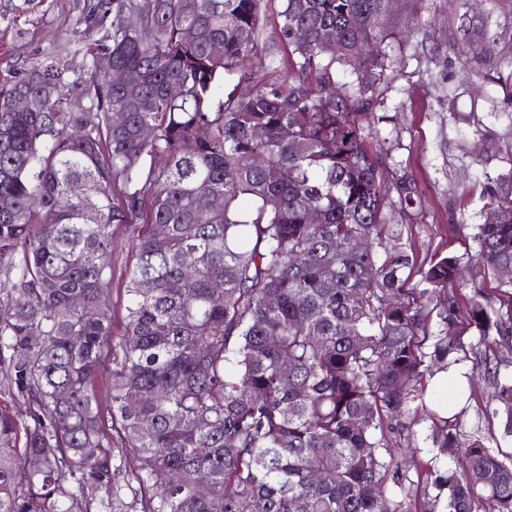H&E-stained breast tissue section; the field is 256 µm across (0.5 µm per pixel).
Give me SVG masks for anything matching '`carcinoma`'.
<instances>
[{
  "mask_svg": "<svg viewBox=\"0 0 512 512\" xmlns=\"http://www.w3.org/2000/svg\"><path fill=\"white\" fill-rule=\"evenodd\" d=\"M390 13L388 0H94L82 96L67 54L3 78L0 387L25 411L0 410V512H412L405 484L421 477L427 512H512V462L464 437L458 413L430 417L436 455L416 477L390 453L465 331L512 349V295L503 309L473 286L458 327L446 288L463 257L419 265L394 223L412 219L418 183L385 178L357 121ZM486 180L498 219L474 227L468 260L496 277L512 264V195ZM121 225L135 264L116 336ZM479 364L512 437V374ZM450 448L464 470L435 464Z\"/></svg>",
  "mask_w": 512,
  "mask_h": 512,
  "instance_id": "1",
  "label": "carcinoma"
}]
</instances>
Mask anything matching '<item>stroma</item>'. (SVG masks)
Here are the masks:
<instances>
[{"label":"stroma","instance_id":"1","mask_svg":"<svg viewBox=\"0 0 512 512\" xmlns=\"http://www.w3.org/2000/svg\"><path fill=\"white\" fill-rule=\"evenodd\" d=\"M91 2L41 0L25 11L22 0H0V54L20 71L51 52L81 51ZM390 22L388 78L373 117L364 121L367 141L388 152L390 169L417 179L419 204L404 235L418 259L461 256L473 252V228L486 220L487 176L512 171V0H398ZM462 27L469 30L464 44L457 40ZM490 34L497 38L491 54ZM452 224L459 233L449 234ZM459 367L472 388L463 431L494 444L500 420L487 404L484 370L470 356ZM425 392L426 409L395 449L412 471L425 464L431 446L427 408L454 402L433 386Z\"/></svg>","mask_w":512,"mask_h":512}]
</instances>
